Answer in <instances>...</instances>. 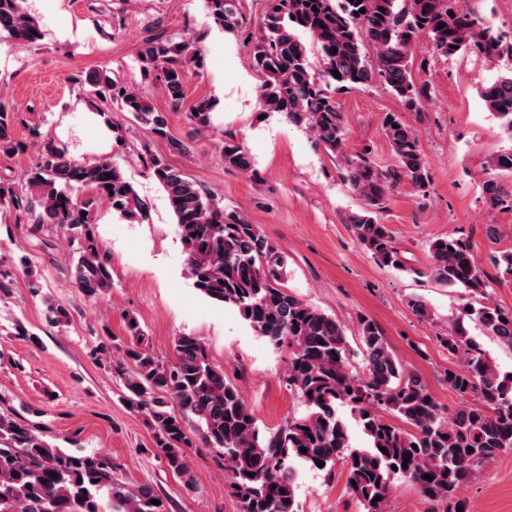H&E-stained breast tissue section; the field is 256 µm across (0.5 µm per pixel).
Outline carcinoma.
I'll list each match as a JSON object with an SVG mask.
<instances>
[{"label":"carcinoma","instance_id":"cac0c4a2","mask_svg":"<svg viewBox=\"0 0 512 512\" xmlns=\"http://www.w3.org/2000/svg\"><path fill=\"white\" fill-rule=\"evenodd\" d=\"M23 3L0 0V36L34 44L42 30ZM204 4L220 28L235 32L244 26L241 0ZM303 34L311 45L302 41ZM423 35L446 58L475 48L490 62L512 59V42L482 26L461 0H268L257 31L246 41L263 78V111L307 124L323 149L342 160L341 177L364 200L350 217L355 236L380 265L401 270L400 251L379 214L400 183L426 187L424 153L414 128L391 112L383 132L394 164L383 169L366 153L348 156L336 95L377 78L405 110L422 111L430 92L427 84L415 83L412 68L413 48ZM139 60L144 76L153 73L160 81L170 111L156 109L145 91L106 73L86 77L87 101L131 115L152 143L186 150L170 136L169 112L182 108L188 66L203 65L198 50L183 38L160 33L143 41ZM335 70L340 76H334ZM479 96L512 142V73L481 86ZM211 111V102L200 99L186 117L206 128ZM17 121L14 104L0 97V156L36 153L18 180L0 178V216L29 225L31 234L48 225L65 229L71 277L87 299H95L113 287L112 260L96 234L95 211L107 203L120 217L141 222L147 219V203L114 161L78 160L35 127L30 138H17ZM219 148L224 169L255 173L242 143L226 138ZM140 159L167 195L194 288L235 307L271 345L288 346L286 383L305 407L275 429L260 426L199 337H177L173 357L165 362L154 354L138 318L128 314V341L112 375L123 403L145 419L165 469L192 489L195 475L186 449L214 450L224 461L239 512H299L297 465L316 468L320 461L331 469L339 462L346 465L348 492L363 512H388L397 479L414 485L428 502L445 506L444 512H470L459 497L461 487L488 460L512 452V373L501 372L458 323L444 339L448 353L459 361L448 370V387L474 402L446 411L426 383L397 362L372 320L358 321L355 349L334 317L292 292L284 280V255L257 225L220 205L163 153L146 145ZM481 190L490 208L508 205L497 179L484 180ZM428 252L434 279L470 295L464 317L512 349V310L497 305L490 291L491 283L512 280V248L496 258L493 277L477 261L468 239L437 237L429 241ZM69 317L65 306L47 304L48 322ZM342 407L356 416L368 447L352 445ZM121 470L107 453L60 448L26 419L0 413V512H169L167 498L149 484L123 481ZM426 474L433 480L424 479Z\"/></svg>","mask_w":512,"mask_h":512}]
</instances>
